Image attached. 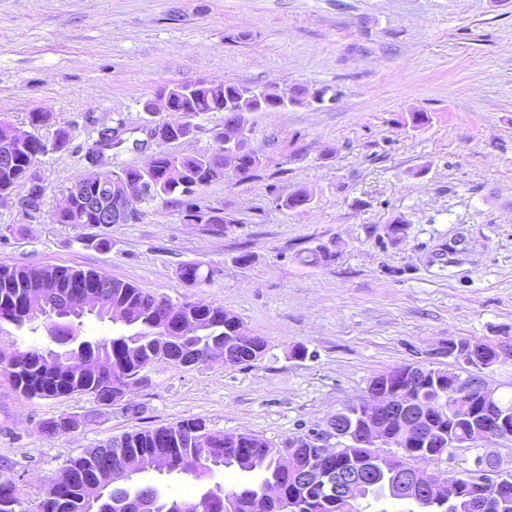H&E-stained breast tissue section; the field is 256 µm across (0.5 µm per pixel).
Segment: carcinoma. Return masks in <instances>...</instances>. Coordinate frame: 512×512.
Wrapping results in <instances>:
<instances>
[{
	"label": "carcinoma",
	"mask_w": 512,
	"mask_h": 512,
	"mask_svg": "<svg viewBox=\"0 0 512 512\" xmlns=\"http://www.w3.org/2000/svg\"><path fill=\"white\" fill-rule=\"evenodd\" d=\"M172 109L184 116L200 118L211 112L226 111L227 101L238 102L248 112H255L248 97V86L221 82L216 86L172 88ZM71 141L69 128L58 124L51 112L29 114L28 128L18 130L0 126V151L7 152L9 164L0 165V200L10 199L18 190L43 194L44 184L31 174L35 158L48 150L61 151ZM219 148L195 154L173 156L159 152L154 166L146 171L141 192L143 203L170 197L184 198L187 217L200 219L201 208L191 200L204 187L224 177V163ZM114 170L102 174L88 173L80 179L81 193L112 201ZM61 224L102 228L96 211L78 198L71 199L67 210L59 215ZM214 269L202 261L183 263L180 280L199 287L213 280ZM79 281L93 287L105 298V304L84 309L61 311L56 305L64 301L62 284ZM94 317L118 326L110 336L83 341L80 351L63 360L48 348H15L7 359L0 358V372L12 385L29 398H59L74 393L87 394L100 407H110L141 382L142 372L155 361H168L177 369L191 370L208 363V352L214 345L223 347L222 363L226 367H249L262 360L269 342L262 336L249 339L235 332L239 318L221 306L201 302L167 301L162 306L158 296L105 272L81 270L67 266L0 265V337L11 335L3 327L7 323L18 330L32 332L45 328L51 338L62 343L77 336L84 319ZM113 357L118 371L105 380L93 367V356ZM417 367L422 381L404 392L408 402L431 414L435 432L425 445L398 422L389 430L412 469L429 477L432 471L425 464L439 460L452 443L471 440L473 424L482 414L504 416L512 421V398L498 395L488 398L483 390L471 388L459 398L452 396L453 384L462 376L455 371L435 369L408 363L403 368ZM447 398L436 402L438 389ZM350 406L332 415L327 424L349 428L355 422ZM88 415L79 420L73 415H60L44 423L45 433L54 435L77 428L82 422H93ZM317 453L308 439L287 442L281 448L266 439L244 433H224L209 428L206 420L193 417L174 425L125 433L107 443L85 450L68 459L54 480L51 490L35 512H133L134 497L148 498L147 512H336L329 506L323 488L315 481H302L297 475L305 471ZM170 457L168 474L190 475L199 479L217 469H233L260 475L257 486L239 490L220 485L203 493L182 499H169L158 489L139 482V475L150 470L151 461L160 455ZM336 468H364L371 478L361 490L363 499L381 501L408 500L401 481L392 468L369 456V451L350 442L336 454ZM280 487L276 499L265 497L267 486ZM0 512H28L15 490L0 483ZM408 512H470L467 498L451 506H442L422 499L416 509Z\"/></svg>",
	"instance_id": "obj_1"
}]
</instances>
